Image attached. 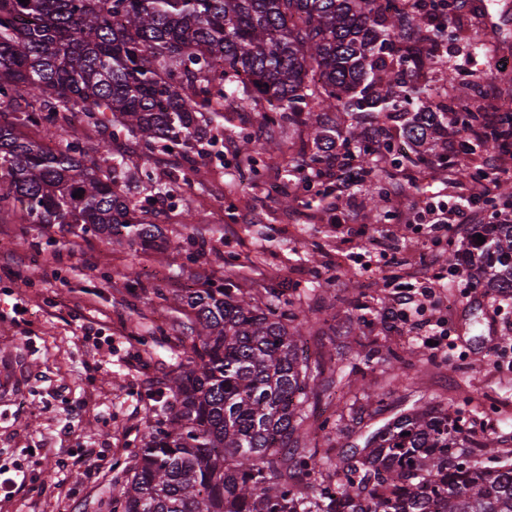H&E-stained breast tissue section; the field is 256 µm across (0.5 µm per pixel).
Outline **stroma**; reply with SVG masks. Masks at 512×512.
I'll list each match as a JSON object with an SVG mask.
<instances>
[{
  "mask_svg": "<svg viewBox=\"0 0 512 512\" xmlns=\"http://www.w3.org/2000/svg\"><path fill=\"white\" fill-rule=\"evenodd\" d=\"M445 63L456 66L483 112L512 113V0H469L447 38ZM507 61L504 70L496 61ZM240 121L216 130L199 158L192 185L174 177L178 160L160 155L129 165L121 176L141 206L155 208L165 236L185 238L186 209L199 212L203 252L177 258L24 224L0 213V470L26 474L24 489L0 499V512H112L125 479L155 421V392L167 382L191 341L175 296L219 287L224 270L239 267L255 289L273 288L301 302L322 334L305 337L311 356L340 362L344 397L314 401L326 418L319 448L337 454L363 443L351 409L381 393L374 425L423 404L462 420L475 459L512 456V366L497 355L512 345V294L493 297L452 276L448 253L464 231L449 227L439 246L427 243L419 203H455L472 186L439 172L413 180L409 169L385 180L390 189L377 224H365L362 187L336 179L329 202L297 152L276 158V170L253 175L236 165ZM151 182H143V171ZM168 194L157 198L156 187ZM292 206H284V197ZM436 284L413 319L446 322L451 347L423 345L412 327L386 322L396 289ZM93 325L84 335L83 325ZM495 449H486V441ZM88 448L104 450L86 461Z\"/></svg>",
  "mask_w": 512,
  "mask_h": 512,
  "instance_id": "35a3bbf8",
  "label": "stroma"
}]
</instances>
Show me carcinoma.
<instances>
[{"label": "carcinoma", "mask_w": 512, "mask_h": 512, "mask_svg": "<svg viewBox=\"0 0 512 512\" xmlns=\"http://www.w3.org/2000/svg\"><path fill=\"white\" fill-rule=\"evenodd\" d=\"M0 0V104L53 135L60 113L134 142L140 157L175 154L186 184L197 146L228 120L226 103L266 130L261 149L239 131L238 160L258 173L260 155L283 153L299 131L316 177L337 147L357 157L370 210L385 202L381 166L399 107L427 96L407 70L442 66L429 47L444 28L406 22L407 0ZM467 130L482 113L454 97ZM320 111H304L309 105ZM351 123H346V120ZM373 128V134L367 128ZM439 113L415 112L400 135L431 144L451 180L479 182L448 161ZM131 162L110 153L88 166L76 141L51 148L21 135L0 113V211L21 205L29 224L92 233L142 249L181 252L157 212L138 207L119 182ZM81 191V197L74 192ZM464 260L490 293L512 289V224H481ZM222 288L177 296L192 316L190 355L157 390L160 413L116 501L122 512H512V462L472 459L460 419L415 408L369 432L336 461L312 436L310 382L325 366L300 347L313 324L272 288H241L229 267ZM306 485H298L297 474Z\"/></svg>", "instance_id": "carcinoma-1"}]
</instances>
